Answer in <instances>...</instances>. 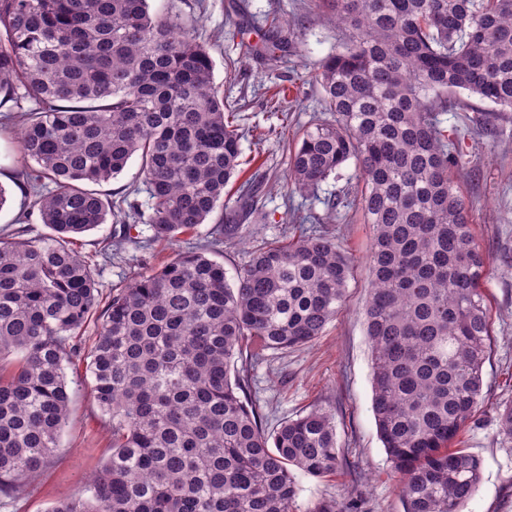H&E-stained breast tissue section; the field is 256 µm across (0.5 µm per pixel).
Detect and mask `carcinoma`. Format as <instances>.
I'll use <instances>...</instances> for the list:
<instances>
[{
    "label": "carcinoma",
    "instance_id": "carcinoma-1",
    "mask_svg": "<svg viewBox=\"0 0 512 512\" xmlns=\"http://www.w3.org/2000/svg\"><path fill=\"white\" fill-rule=\"evenodd\" d=\"M339 29L316 78L329 118L288 148L289 184L310 193L349 162L336 204L372 225L365 333L372 411L404 512H462L480 460L452 447L483 402L491 346L486 257L454 181L447 112L465 93L512 112V0H323ZM271 47L287 50L277 19ZM0 113L17 123L16 173L30 213L0 239V508L31 491L70 415L64 365L80 363L112 433L84 493L49 512H293L296 475L336 472L333 414L321 406L268 430L247 388L265 352L323 335L343 309L354 260L300 232L258 248L229 283L207 253L240 238L256 184L194 251L105 298L78 236L112 258L141 204L97 186L139 159L150 240L172 243L224 203L239 173L237 106L206 46L148 0H0ZM98 321L94 345L81 331ZM512 442V403L497 411Z\"/></svg>",
    "mask_w": 512,
    "mask_h": 512
}]
</instances>
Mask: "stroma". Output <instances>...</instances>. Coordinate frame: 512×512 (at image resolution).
<instances>
[{
	"label": "stroma",
	"instance_id": "35a3bbf8",
	"mask_svg": "<svg viewBox=\"0 0 512 512\" xmlns=\"http://www.w3.org/2000/svg\"><path fill=\"white\" fill-rule=\"evenodd\" d=\"M151 10L178 14L214 62V78L225 99L238 102L241 141L239 179L226 188L236 199L240 179L266 176L267 188L255 199L258 210L275 217L271 224H250L237 242L216 253L227 278H234L259 244L282 242L296 235L286 222L288 209L312 213L318 219L311 232L331 236L355 260L343 310L311 344L281 353H267L255 367L251 392L260 400L266 428L296 417L314 406L335 417L341 463L333 475H298L294 512H309L327 499L356 503L359 512H404L398 482L390 472L371 409V361L364 327L369 279L365 259L372 230L360 211L328 219L326 203L343 190L354 166L330 176L312 195H289L284 189L288 153L284 137L294 136L322 117V89L314 80L317 63L336 49V27L316 0H150ZM279 18L291 48L289 53L266 47V21ZM241 59L228 73L225 58ZM472 111L442 117L456 130L462 157L456 182L473 220V233L488 264L481 288L490 310L492 342L483 366L484 401L465 427L460 445L482 465V482L463 512H512V444L497 434L496 409L512 403V112L472 98ZM21 156L13 133L0 134V185L7 202L0 207V238L26 221L34 234H47L38 217L29 215L28 200L14 183ZM211 232L200 225L173 246L126 248L97 268L103 289L127 286L151 273L162 260L195 249ZM72 414L53 464L37 479L38 491L20 502L19 512H49L58 500L85 489L95 470L108 457L112 434L97 414L91 381L83 365L66 368Z\"/></svg>",
	"mask_w": 512,
	"mask_h": 512
}]
</instances>
